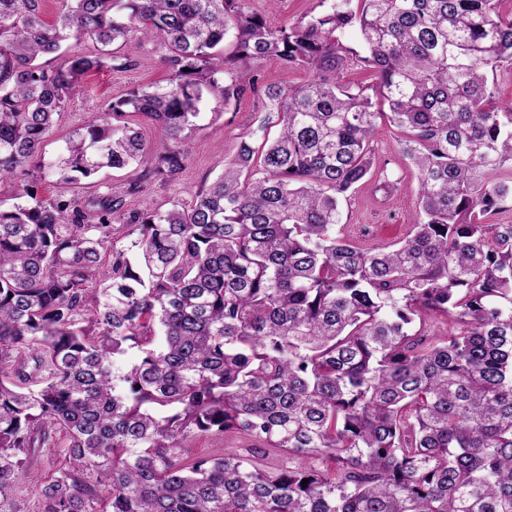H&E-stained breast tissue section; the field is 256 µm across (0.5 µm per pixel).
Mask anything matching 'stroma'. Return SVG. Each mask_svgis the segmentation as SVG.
<instances>
[{"mask_svg":"<svg viewBox=\"0 0 512 512\" xmlns=\"http://www.w3.org/2000/svg\"><path fill=\"white\" fill-rule=\"evenodd\" d=\"M255 9L266 10L273 26H288L310 15L324 11L321 0H252ZM119 54L133 60L126 70L104 69L84 77L76 87L72 100L56 119L44 151L53 155L68 135L79 128L87 113L96 111L107 99L120 98L135 88L164 83L168 71L161 62L166 53L156 40L132 38L118 49ZM204 115L189 136L190 151L185 166L175 181L152 182L147 192L128 194L126 188L136 170L105 168L78 188L87 196L107 190L120 194L127 213L143 210L149 205L170 201L188 202L204 185L210 184L224 170V161L232 157L243 134L261 138L262 116L260 98L248 96L219 108L206 102ZM403 134L393 127H383L371 144L374 175L353 190L341 203V235L361 248L388 246L403 239L415 215L418 195L416 170L402 149ZM386 176L387 190H380L379 176ZM241 455L262 466H282L288 457L281 451L265 448L240 435H201L189 440L181 451L183 459ZM63 458L59 449L47 450L18 481L14 495L23 512H41V489Z\"/></svg>","mask_w":512,"mask_h":512,"instance_id":"1","label":"stroma"}]
</instances>
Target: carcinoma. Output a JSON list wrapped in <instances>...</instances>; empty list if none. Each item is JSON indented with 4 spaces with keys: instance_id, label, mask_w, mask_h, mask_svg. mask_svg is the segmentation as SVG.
<instances>
[{
    "instance_id": "carcinoma-1",
    "label": "carcinoma",
    "mask_w": 512,
    "mask_h": 512,
    "mask_svg": "<svg viewBox=\"0 0 512 512\" xmlns=\"http://www.w3.org/2000/svg\"><path fill=\"white\" fill-rule=\"evenodd\" d=\"M137 35L167 49L165 84L90 113L45 159L78 83L134 66L114 44ZM82 38L96 51L63 50ZM270 56L307 83H263ZM504 61L496 0H332L278 28L251 0H59L52 22L39 0H0V181L17 185L0 207V512L58 435L42 512H512V224L490 223L512 209ZM355 63L374 85L341 82ZM258 92L278 135L243 136L191 203L127 215L110 192L67 196L103 168L142 167L129 193L176 180L203 100ZM386 121L419 211L362 249L336 231L339 198ZM42 177L56 195H34ZM439 318L450 332L429 335ZM226 433L297 465L180 457Z\"/></svg>"
}]
</instances>
